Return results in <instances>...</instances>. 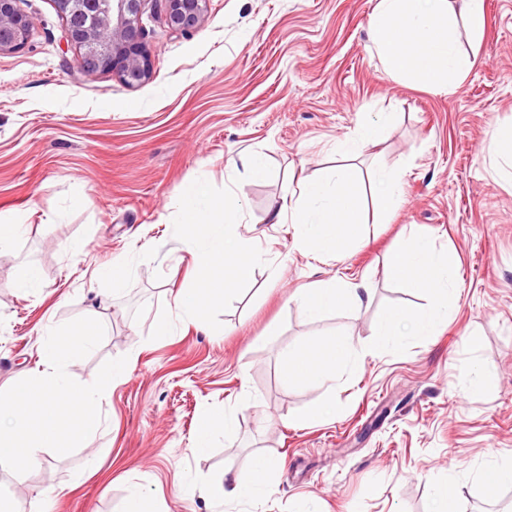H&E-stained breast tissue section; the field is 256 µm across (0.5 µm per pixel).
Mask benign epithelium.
<instances>
[{"label":"benign epithelium","instance_id":"benign-epithelium-1","mask_svg":"<svg viewBox=\"0 0 512 512\" xmlns=\"http://www.w3.org/2000/svg\"><path fill=\"white\" fill-rule=\"evenodd\" d=\"M65 21L67 42L78 50V67L110 73L135 87L153 74L143 13L147 0H53ZM165 20L174 32L199 25L207 0H163ZM33 20L20 12L16 0H0V55L15 53L28 43Z\"/></svg>","mask_w":512,"mask_h":512}]
</instances>
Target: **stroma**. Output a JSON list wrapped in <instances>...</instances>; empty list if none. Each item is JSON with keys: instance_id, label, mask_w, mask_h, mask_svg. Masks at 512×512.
Instances as JSON below:
<instances>
[{"instance_id": "obj_1", "label": "stroma", "mask_w": 512, "mask_h": 512, "mask_svg": "<svg viewBox=\"0 0 512 512\" xmlns=\"http://www.w3.org/2000/svg\"><path fill=\"white\" fill-rule=\"evenodd\" d=\"M375 3L209 0L200 25L174 33L162 0H150L153 76L131 88L79 71L53 0H17L33 29L23 49L0 56V222L22 227L0 249V388L36 368L48 331L91 310L104 339L72 378L136 360L82 448L0 473V500L14 512H40L45 492L53 512H121L133 481L152 512H301L309 502L317 512H430L443 490L456 512H500L512 498V484L491 491L481 479L488 464L512 461V182L495 161L512 127V0H485L478 61L447 95L385 74L368 32ZM378 120L379 142L337 152ZM252 152L264 155L265 178L243 167ZM382 167L402 173L400 207L387 216L370 209ZM343 168L369 209V243L315 260L298 247L302 225L267 217L300 182ZM190 183L213 203L241 205L239 231L263 260L204 326L156 338L153 324L175 316L174 289L198 275L177 207ZM410 233L458 258L457 309L430 340L379 348L372 330L387 312L434 302L385 273L387 250ZM121 255L137 272L101 302L109 285L95 273ZM31 264L44 282L37 293L18 285ZM335 276L368 279L371 304L305 315L297 290ZM335 330L360 342L362 368L332 390L283 385V352ZM479 370L491 381L473 393ZM328 403L334 416L289 424V413ZM207 407L234 411L236 428L198 455L191 440ZM258 453L284 462L262 499L185 496L192 479L249 478ZM90 463L93 475L72 486Z\"/></svg>"}]
</instances>
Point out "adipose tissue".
Returning a JSON list of instances; mask_svg holds the SVG:
<instances>
[{
	"instance_id": "adipose-tissue-1",
	"label": "adipose tissue",
	"mask_w": 512,
	"mask_h": 512,
	"mask_svg": "<svg viewBox=\"0 0 512 512\" xmlns=\"http://www.w3.org/2000/svg\"><path fill=\"white\" fill-rule=\"evenodd\" d=\"M485 26L484 0H377L369 24L376 54L390 78L446 92L475 66L477 55L472 46ZM178 211L196 241L200 275L195 287L174 291L176 318L156 323L152 329L156 336L171 335L177 321L198 323L205 307L223 303L237 285L253 278L260 260L251 239L238 231L240 209L228 204L216 207L197 186L189 185L181 193ZM288 220L304 225L301 245L309 254L342 259L348 247L363 242L366 235L354 174L342 170L334 182H308L293 204L268 216L272 224ZM384 267L389 276L414 291L433 293L437 304L419 311L392 309L373 328L377 345L397 346L409 336L429 339L447 322L454 307V257L437 250L430 237L415 235L393 244ZM371 297L366 281L332 278L300 289L295 301L305 314L319 317L341 309H360ZM362 356V348L350 334L337 332L317 344L284 354L281 379L292 385L332 384L337 370L355 366ZM234 427L232 411L204 409L192 440L193 451L206 453L218 434L231 433ZM281 466L280 460L259 455L249 479L228 474L220 482L193 480L185 492L200 494L219 505L253 501L265 494L269 476Z\"/></svg>"
}]
</instances>
